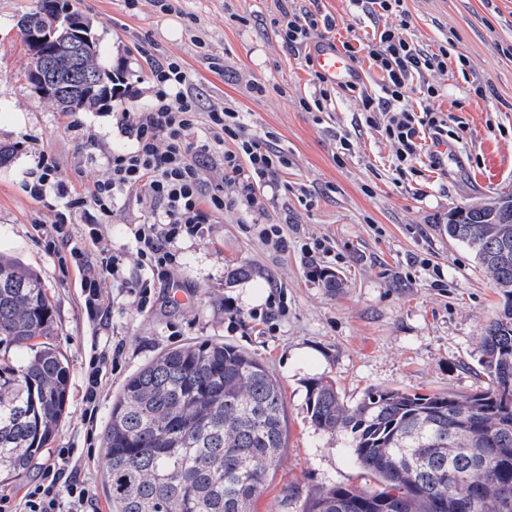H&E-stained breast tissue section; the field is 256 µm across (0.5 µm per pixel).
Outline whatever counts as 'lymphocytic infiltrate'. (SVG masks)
I'll use <instances>...</instances> for the list:
<instances>
[{
  "label": "lymphocytic infiltrate",
  "instance_id": "obj_1",
  "mask_svg": "<svg viewBox=\"0 0 512 512\" xmlns=\"http://www.w3.org/2000/svg\"><path fill=\"white\" fill-rule=\"evenodd\" d=\"M348 5L376 21L371 37L348 47V56L353 60L365 56L380 80L372 93L357 81L347 89L359 94L365 124L377 128L390 143L392 168L402 183L415 174L421 155H428L432 167L441 164L436 149L448 142V118L434 106L440 89L432 83L413 88L411 79L426 71L444 70L447 54L425 51L407 38L406 0H348ZM271 24L288 50L303 55L315 32L332 29L334 21L318 10L284 7ZM148 81V102L138 111L121 113L117 120L128 146L99 151L105 167L102 178L83 192L54 183L56 159L42 151L26 185L32 198L50 199L48 248L61 264L82 270L83 306L93 319L102 309L101 280L119 269L118 257L104 242L121 196L148 200L152 210L150 220L131 230L147 275L130 282L129 288L145 302L155 284L170 281L180 268L174 249L178 240L200 236L229 206L246 213L263 209L258 187L273 186L278 171L288 165L272 141L250 132L236 108L214 104L202 109L180 60L171 56L155 60ZM415 89L422 101L417 109L409 103ZM428 142L433 152H425ZM212 161L218 164L220 178L208 186L200 170ZM77 221L83 225L79 239L70 233ZM55 455L56 463L22 495L0 492V512H96L89 483L68 470L72 449H56Z\"/></svg>",
  "mask_w": 512,
  "mask_h": 512
}]
</instances>
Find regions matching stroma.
<instances>
[{
    "label": "stroma",
    "mask_w": 512,
    "mask_h": 512,
    "mask_svg": "<svg viewBox=\"0 0 512 512\" xmlns=\"http://www.w3.org/2000/svg\"><path fill=\"white\" fill-rule=\"evenodd\" d=\"M284 0H181L180 12L155 11L149 0L128 9L125 0H72L90 19L105 60L122 66L130 81L142 80L143 49L179 58L193 77L203 104L228 103L242 112L251 132L272 134L288 165L274 189L264 190V211L245 215L225 209L202 236L178 243L182 265L175 275L185 300L170 286L152 290L139 309L121 282L105 279L106 318L90 320L76 267H60L45 249L35 220L49 217L46 202L24 184L35 155L56 157V178L83 188L105 169L92 151L79 148L64 117L41 100L25 72L31 54L17 25L34 0H0V145L16 153L0 167V252L19 258L40 275L54 308L51 342L65 356L70 394L50 447L0 488L22 493L49 462L53 449L83 448L82 394L89 358L120 347L103 370L98 424L125 378L172 346L188 341L231 342L254 354L280 383L286 407L285 453L252 512H300L310 492L331 485L366 489L375 481L354 462L346 437L318 431L306 417L305 386L332 379L348 403L370 387L471 395L487 388L478 360L483 327L502 299L477 269L473 254L439 232L448 213L512 188V0H406V32L420 48L448 50L445 71L414 77V85L441 86L437 104L448 115V140L457 150L443 167L423 166L414 182L398 184L390 167L392 148L359 121L356 94L340 93L325 111L307 112L300 98L313 92L303 59L287 51L270 26ZM336 27L319 32L320 43L367 39L373 23L349 14L347 0H319ZM205 48H198L196 38ZM223 58L212 70L209 56ZM469 67H461V58ZM264 94H256L255 86ZM136 102L113 101L111 110L80 118L110 148L126 146L116 125ZM353 147L339 155L340 137ZM148 203L120 198L108 243L123 264V280L143 274L130 230L147 221ZM280 224L287 251L277 253L254 235L253 223ZM328 239L330 256H308L302 244ZM249 269L230 281L231 268ZM321 267L339 274L342 288H324L313 275ZM270 319H260V312Z\"/></svg>",
    "instance_id": "obj_1"
}]
</instances>
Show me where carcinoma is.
<instances>
[{
    "mask_svg": "<svg viewBox=\"0 0 512 512\" xmlns=\"http://www.w3.org/2000/svg\"><path fill=\"white\" fill-rule=\"evenodd\" d=\"M70 10L36 0L22 14L23 36ZM63 28L45 50L49 99L65 115L92 112L112 95L115 70ZM448 238L466 246L503 304L482 331L487 389L461 397L369 388L353 405L336 384L306 385L315 430L343 433L355 462L380 486L333 485L301 512H503L496 494L512 484V192L448 212ZM54 313L39 276L0 253V346L26 351L0 361V471L17 476L56 436L69 397V365L53 345ZM102 445L111 512H251L286 448L278 381L252 353L203 340L168 348L126 377L112 401ZM469 448L487 465L468 470L448 457Z\"/></svg>",
    "mask_w": 512,
    "mask_h": 512,
    "instance_id": "carcinoma-1",
    "label": "carcinoma"
}]
</instances>
